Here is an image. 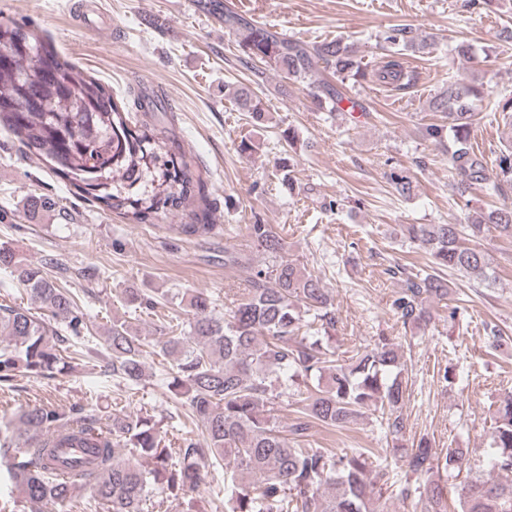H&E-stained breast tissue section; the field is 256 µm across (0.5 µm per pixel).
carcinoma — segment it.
<instances>
[{
  "instance_id": "cac0c4a2",
  "label": "carcinoma",
  "mask_w": 512,
  "mask_h": 512,
  "mask_svg": "<svg viewBox=\"0 0 512 512\" xmlns=\"http://www.w3.org/2000/svg\"><path fill=\"white\" fill-rule=\"evenodd\" d=\"M199 8L224 22L235 36L245 63L258 62L288 81L312 79L320 102L334 111L345 94L328 75L343 81L366 77L358 47L341 39L309 45L238 14L230 0H200ZM383 41L404 51L431 47L434 39H416L409 28H389ZM0 127L37 151L55 173L88 200L122 215L130 224H157L175 212L188 213L180 225L187 235L213 233L210 212L196 204L195 179L187 162L142 125L131 128L130 112L120 108L98 80L85 76L60 56L50 37L14 20H0ZM373 77L395 90L408 88L414 72L396 58L383 62ZM238 111L256 124L266 109L251 86H225ZM483 88L474 83L448 85L429 108L448 115L455 141L451 166L461 189L479 185L497 194L512 185V123L504 131L508 145L492 174L483 155L470 145L476 102ZM400 196L415 195L417 181L403 172L389 174ZM512 240V205L479 211L465 224H403V237L433 259L432 271L391 269L400 287L390 308L403 327L427 325L432 306L448 300L451 285L444 271L492 284L487 254L480 247L486 231ZM247 241L263 256L251 267L249 288L240 302L218 317L211 298L197 291L182 300L188 320L168 326L157 345L172 361L167 389L189 409L202 438L181 437L176 448L162 445L159 422L143 413H117L105 425L86 405L59 410L46 404L24 405L15 422L0 432V466L18 495L0 499V512H18L19 504L65 506L83 493L107 512H147L156 487L171 497L188 494L212 472L224 469V512H387L379 503L384 473L373 472L365 448L337 452L315 448L311 430L320 425L345 429L372 407L399 451L405 480L398 496L418 497L421 512H448L446 487L436 476L466 472L461 512H512V394L494 413L490 473L472 471L470 448L438 453L426 437L404 443L406 385L404 350L385 336L370 346L341 350L332 299L321 279L288 259L286 237L273 224L245 225ZM40 266L26 264L0 245V269L9 271L34 308L0 303V389L18 374L55 378L69 367L73 340L86 344V329L75 296ZM125 300L152 311L164 306L139 288L124 289ZM61 323V328L51 321ZM100 373L128 390L145 377V338L114 321L103 337ZM282 397L294 400L295 417L277 422ZM153 467L146 468L141 460Z\"/></svg>"
}]
</instances>
